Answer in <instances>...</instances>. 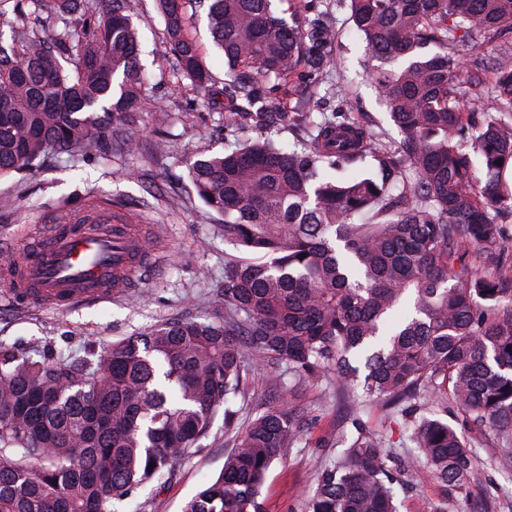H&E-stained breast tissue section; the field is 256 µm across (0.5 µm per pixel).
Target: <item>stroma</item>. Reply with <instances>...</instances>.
<instances>
[{
  "mask_svg": "<svg viewBox=\"0 0 512 512\" xmlns=\"http://www.w3.org/2000/svg\"><path fill=\"white\" fill-rule=\"evenodd\" d=\"M140 62L153 83L150 100L139 112L137 133L127 144L103 141L81 154L47 156L41 168L0 180V254H27L52 215H84L89 209L121 212L141 225L158 262L137 272L130 292L93 300L66 310L34 306L12 294L0 280V343L48 353L83 352L145 334L170 319L222 321L219 297L224 263L234 249L224 241L219 217L193 191L186 161L225 146L222 111L196 109L193 93L175 83L164 23L155 0H137ZM336 102H355V119L383 140L397 142L398 129L369 76L371 60L352 28L349 13L332 10ZM277 385L266 370L250 373L245 400L237 402L239 422L247 424L268 409L286 411L300 430L295 447L270 466L259 500L263 512H308V500L321 469L331 465L342 435L364 428L392 441L390 452L405 463L397 474L400 512H512V462L491 448V436L466 422L453 404H438V416L457 429L476 454L480 479L467 495L449 496L439 483L412 475L413 445L400 438V408L354 402L336 394L335 378L298 382L286 365H276ZM239 430H225L216 417L195 452L179 459L162 480L137 488L117 512H183L186 503L224 469Z\"/></svg>",
  "mask_w": 512,
  "mask_h": 512,
  "instance_id": "stroma-1",
  "label": "stroma"
}]
</instances>
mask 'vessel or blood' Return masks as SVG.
I'll list each match as a JSON object with an SVG mask.
<instances>
[{"mask_svg": "<svg viewBox=\"0 0 512 512\" xmlns=\"http://www.w3.org/2000/svg\"><path fill=\"white\" fill-rule=\"evenodd\" d=\"M149 258L139 229L106 213L88 224L51 225L33 255L0 267V274L28 303L63 310L127 291Z\"/></svg>", "mask_w": 512, "mask_h": 512, "instance_id": "b4317fda", "label": "vessel or blood"}]
</instances>
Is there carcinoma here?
<instances>
[{
    "instance_id": "obj_1",
    "label": "carcinoma",
    "mask_w": 512,
    "mask_h": 512,
    "mask_svg": "<svg viewBox=\"0 0 512 512\" xmlns=\"http://www.w3.org/2000/svg\"><path fill=\"white\" fill-rule=\"evenodd\" d=\"M0 33V178L49 153L124 142L147 99L134 0H12ZM376 62L370 77L402 139L374 140L346 115L280 100L304 69H331L336 31L274 0H156L198 104L224 129L286 121L308 140L261 136L187 163L224 223V322L163 321L83 357L0 345V512H114L159 479L246 398V371L284 363L298 381L336 375V393L389 405L452 402L512 459V0H339ZM202 9L224 53L204 65L188 21ZM471 51L466 59L458 47ZM467 100L469 108L462 106ZM305 258H300V255ZM403 428L424 476L465 494L475 458L447 421L416 409ZM291 417L252 419L219 477L184 512H262L259 496ZM382 439L357 430L324 468L309 512H398Z\"/></svg>"
}]
</instances>
